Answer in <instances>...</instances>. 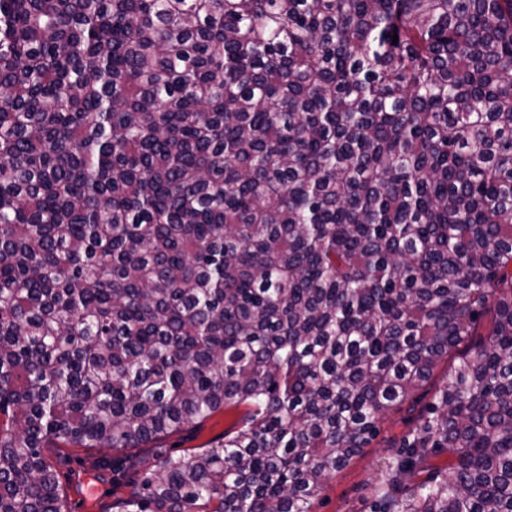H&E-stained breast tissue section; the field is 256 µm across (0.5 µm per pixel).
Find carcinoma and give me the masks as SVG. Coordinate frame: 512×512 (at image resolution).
Segmentation results:
<instances>
[{
	"label": "carcinoma",
	"instance_id": "cac0c4a2",
	"mask_svg": "<svg viewBox=\"0 0 512 512\" xmlns=\"http://www.w3.org/2000/svg\"><path fill=\"white\" fill-rule=\"evenodd\" d=\"M405 404L370 512H512V0H0V512L240 406L117 512H312ZM47 454L53 459L60 473V482L69 493L67 501L68 512H113L112 504L129 496L130 487L126 482L115 483H94L92 474L95 472L91 466L100 458H107L112 461L122 454L108 449L74 448L67 445V448H50ZM85 469V471H84ZM80 474V480L89 485H96V493L90 507H86L84 499L76 494L74 490L75 475ZM71 479V482L68 481Z\"/></svg>",
	"mask_w": 512,
	"mask_h": 512
}]
</instances>
